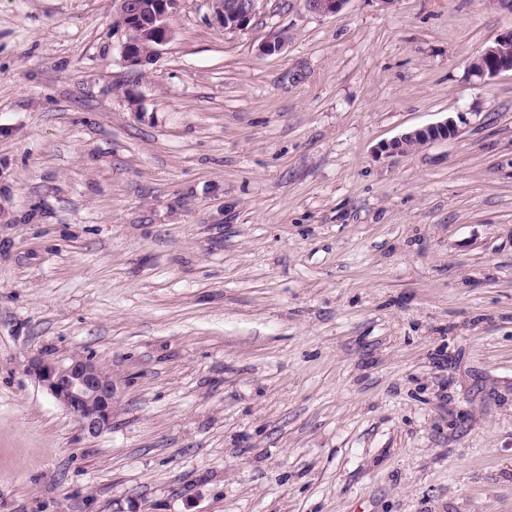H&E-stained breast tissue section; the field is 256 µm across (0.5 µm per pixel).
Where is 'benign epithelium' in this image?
I'll list each match as a JSON object with an SVG mask.
<instances>
[{"label":"benign epithelium","instance_id":"benign-epithelium-1","mask_svg":"<svg viewBox=\"0 0 512 512\" xmlns=\"http://www.w3.org/2000/svg\"><path fill=\"white\" fill-rule=\"evenodd\" d=\"M183 0H113L114 12L121 15L124 24L118 27L124 40L120 45L121 57L133 69L143 67L151 59L138 51L130 38L134 32L139 38L153 42L154 53L173 36L171 21ZM215 20L226 31L248 28L256 12L258 0H237L228 6L224 0H212ZM348 0H308L306 9L318 16L339 14ZM512 42V29L501 34L471 63L472 73L480 79L491 78L503 71H512V56L502 46ZM459 126L452 117L424 127L408 130L381 144L378 152L385 156L416 152L426 145L455 137ZM26 372L33 376L47 392L78 422L81 430L95 436L112 424L114 388L112 377L89 357H75L65 364L43 357L28 361Z\"/></svg>","mask_w":512,"mask_h":512}]
</instances>
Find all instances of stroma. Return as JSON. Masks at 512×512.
<instances>
[{"label": "stroma", "mask_w": 512, "mask_h": 512, "mask_svg": "<svg viewBox=\"0 0 512 512\" xmlns=\"http://www.w3.org/2000/svg\"><path fill=\"white\" fill-rule=\"evenodd\" d=\"M212 12L132 69L112 0H0V512H512V14ZM78 355L95 436L25 370ZM259 0H212L215 4V20L225 31H243L249 26ZM235 2L233 4H230ZM230 4V5H228ZM228 5V9H227ZM227 11H224L226 10ZM512 42V29L501 34L493 44L487 46L471 63L472 73L480 79L491 78L503 71H512V56L502 51V46ZM459 132V126L452 117L424 127L408 130L392 140L381 144L378 152L381 155L393 156L419 151L426 145L448 140ZM411 150V151H410Z\"/></svg>", "instance_id": "obj_1"}]
</instances>
